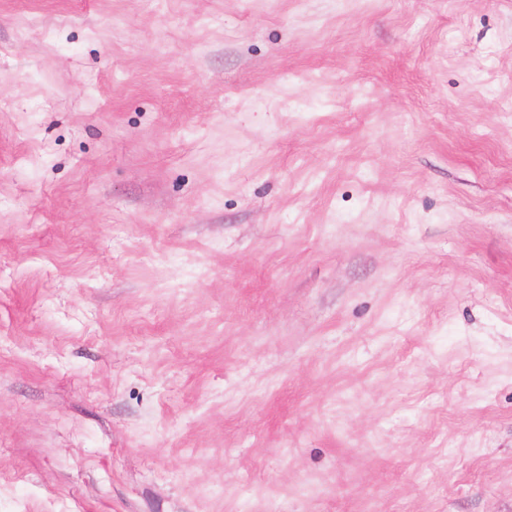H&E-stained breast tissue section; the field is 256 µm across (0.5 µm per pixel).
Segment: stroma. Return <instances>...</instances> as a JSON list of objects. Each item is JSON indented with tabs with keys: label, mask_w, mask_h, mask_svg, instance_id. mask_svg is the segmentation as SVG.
Segmentation results:
<instances>
[{
	"label": "stroma",
	"mask_w": 512,
	"mask_h": 512,
	"mask_svg": "<svg viewBox=\"0 0 512 512\" xmlns=\"http://www.w3.org/2000/svg\"><path fill=\"white\" fill-rule=\"evenodd\" d=\"M0 512H512V0H0Z\"/></svg>",
	"instance_id": "obj_1"
}]
</instances>
